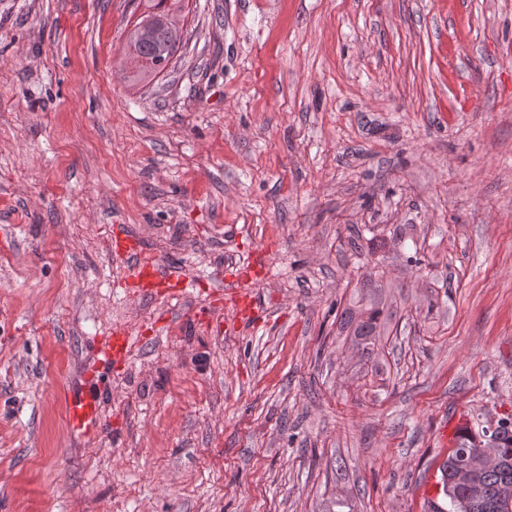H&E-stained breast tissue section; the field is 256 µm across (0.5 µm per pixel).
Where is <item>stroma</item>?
Masks as SVG:
<instances>
[{
	"label": "stroma",
	"mask_w": 512,
	"mask_h": 512,
	"mask_svg": "<svg viewBox=\"0 0 512 512\" xmlns=\"http://www.w3.org/2000/svg\"><path fill=\"white\" fill-rule=\"evenodd\" d=\"M141 7L0 0V512H425L512 414V0H183L137 80ZM117 225L194 294L118 288ZM257 250L260 322L199 321ZM178 40L176 37H169L167 34L161 33L155 41L142 43L138 47L139 53L148 58L156 56L167 58L170 54L176 57L182 43V40ZM363 312L365 313L357 323L355 335L367 344L368 341L372 340V336L376 335V330L383 315V306L380 307V303L376 300H369V304ZM127 335L126 330L121 328H115L108 334L96 353L103 366L112 368V364L118 365L126 360L130 348V338ZM96 395L91 391H74L70 393L67 407L72 429L84 438L96 437L99 433L100 420Z\"/></svg>",
	"instance_id": "1"
}]
</instances>
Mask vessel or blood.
<instances>
[{"instance_id":"obj_1","label":"vessel or blood","mask_w":512,"mask_h":512,"mask_svg":"<svg viewBox=\"0 0 512 512\" xmlns=\"http://www.w3.org/2000/svg\"><path fill=\"white\" fill-rule=\"evenodd\" d=\"M110 245L113 253L131 262L125 276L118 282L119 287L135 288L143 293L169 298L193 294L194 284L187 276L158 262L141 259V247L134 236L121 230L114 231L110 236ZM228 295L233 310V327L240 329L249 326L256 302L251 280L246 273H239L238 277L229 281ZM129 348L130 338L126 330L116 328L98 347L97 357L103 366L118 365L126 360ZM67 407L72 429L78 436L90 438L98 435L100 420L94 393L83 390L70 393Z\"/></svg>"}]
</instances>
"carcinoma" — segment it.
<instances>
[{
	"label": "carcinoma",
	"mask_w": 512,
	"mask_h": 512,
	"mask_svg": "<svg viewBox=\"0 0 512 512\" xmlns=\"http://www.w3.org/2000/svg\"><path fill=\"white\" fill-rule=\"evenodd\" d=\"M180 48L181 42L178 39L162 33L155 41L141 44L139 53L148 58L175 57ZM364 312L365 315L357 323L355 335L368 342L379 327L383 308L378 301L371 300ZM482 437L494 442L500 462L488 465L474 474L473 483L480 497L472 500L470 489L455 483L453 478L459 468L467 466L471 453L481 447V441L470 429L460 430L455 448L440 467L443 500L448 505V509L442 512H512V507L502 499L503 491L512 489V415L500 418L494 428L483 430Z\"/></svg>",
	"instance_id": "carcinoma-1"
}]
</instances>
